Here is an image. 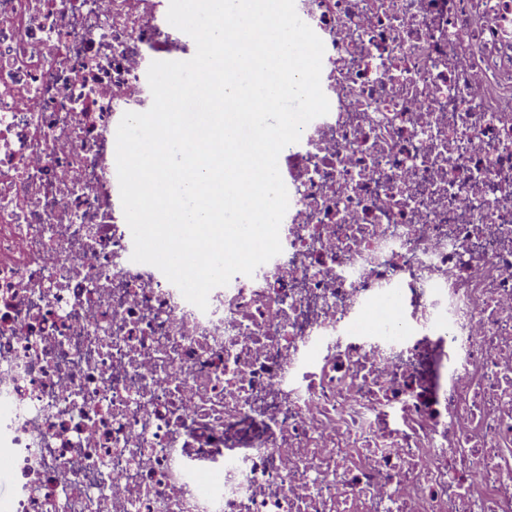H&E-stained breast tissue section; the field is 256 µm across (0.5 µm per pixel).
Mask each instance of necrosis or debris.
<instances>
[{"label":"necrosis or debris","mask_w":512,"mask_h":512,"mask_svg":"<svg viewBox=\"0 0 512 512\" xmlns=\"http://www.w3.org/2000/svg\"><path fill=\"white\" fill-rule=\"evenodd\" d=\"M169 0H0V512H512V0H295L282 251L187 302L116 169Z\"/></svg>","instance_id":"1"}]
</instances>
